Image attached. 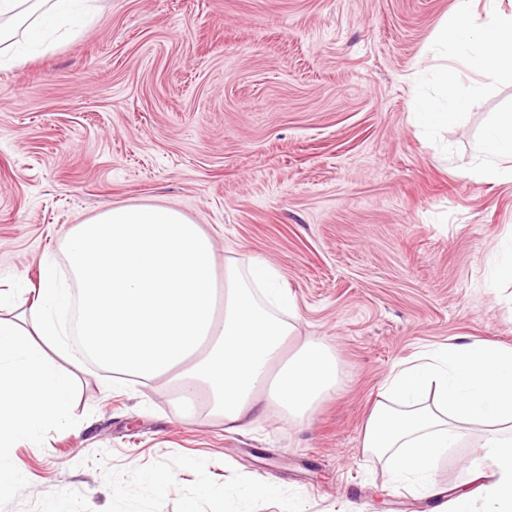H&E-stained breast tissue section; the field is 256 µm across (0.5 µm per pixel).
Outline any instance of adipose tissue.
Here are the masks:
<instances>
[{
  "label": "adipose tissue",
  "mask_w": 512,
  "mask_h": 512,
  "mask_svg": "<svg viewBox=\"0 0 512 512\" xmlns=\"http://www.w3.org/2000/svg\"><path fill=\"white\" fill-rule=\"evenodd\" d=\"M102 2L0 0V57L18 60L48 35H74ZM429 51L464 61L487 86L512 76V12L502 0H459ZM431 76L440 97L418 100L413 121L435 131L457 124L470 100L449 67ZM475 152L477 178L512 181V109L494 115ZM65 248L68 271L43 259L29 311L0 318L1 447L62 424L71 383L54 350L75 364L108 367L118 384L168 378L185 415L207 407L233 432L271 405L287 420H309L335 393L338 361L325 339L286 350L297 303L279 271L259 258L217 268L211 238L181 212L116 206L74 225ZM476 426L494 472L473 467L471 487L451 496V512H512V346L472 339L397 364L361 447L384 459L395 481L438 497V463Z\"/></svg>",
  "instance_id": "obj_1"
}]
</instances>
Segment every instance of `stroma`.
<instances>
[{"instance_id": "stroma-1", "label": "stroma", "mask_w": 512, "mask_h": 512, "mask_svg": "<svg viewBox=\"0 0 512 512\" xmlns=\"http://www.w3.org/2000/svg\"><path fill=\"white\" fill-rule=\"evenodd\" d=\"M456 0H105L74 38L0 67V289L20 303L70 227L118 205L181 211L217 264L258 257L294 295L300 336L339 363L309 421L225 431L174 386L72 371L64 427L19 440L0 512H432L361 450L395 365L470 338L512 346L485 287L512 234V184L470 177L512 107L505 78L433 137L412 75ZM476 441L434 480L470 479ZM192 471H182L185 461ZM172 472L165 493L151 475ZM269 483L278 499L241 495Z\"/></svg>"}]
</instances>
